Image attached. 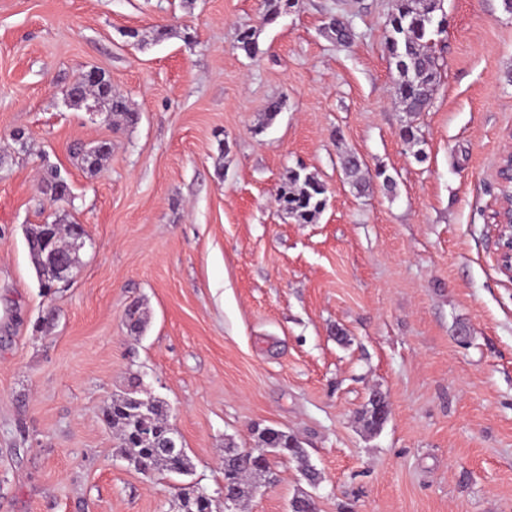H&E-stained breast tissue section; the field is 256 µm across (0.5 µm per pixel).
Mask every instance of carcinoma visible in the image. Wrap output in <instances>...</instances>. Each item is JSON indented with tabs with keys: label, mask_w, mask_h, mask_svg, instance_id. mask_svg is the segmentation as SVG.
Wrapping results in <instances>:
<instances>
[{
	"label": "carcinoma",
	"mask_w": 512,
	"mask_h": 512,
	"mask_svg": "<svg viewBox=\"0 0 512 512\" xmlns=\"http://www.w3.org/2000/svg\"><path fill=\"white\" fill-rule=\"evenodd\" d=\"M292 0H264L265 19L273 21L288 11ZM442 0H394V5L385 18L384 30L388 49L398 73L396 94L403 110L410 117L426 111L430 106L440 79V65L435 50L434 36L443 32ZM328 29L336 42L350 44L355 33L348 25L333 18ZM236 48L251 57L258 50L257 32L244 28L237 36ZM109 80L102 77L95 82L74 81L67 90L70 105L82 106V100L90 96L107 106L108 111L122 117L126 124L137 123L139 114L130 111L124 100L108 89ZM111 153V145L102 142L95 149L85 153L83 163L90 169L101 164ZM343 173L347 182L359 194L368 188L363 163L355 154H349L343 162ZM44 190L57 200L67 194V186L61 181L57 171L50 169L44 178ZM278 203L282 210L297 220L310 223L323 210L326 204L325 187L312 175L300 170H291L288 186L280 190ZM83 229L78 224L67 225L66 240H52L51 246L59 247V252L75 265H80L79 253L71 249V242ZM27 248L38 269L47 251L43 243V228L37 225L28 231ZM125 323L130 333L139 334L145 319L140 307L133 305L125 314ZM160 400H155L150 411L151 418L143 416V410L131 404L128 397L112 400L103 410L105 422L119 436L121 448L126 455L140 461L139 473L145 476L155 474L183 475L192 470L193 464L187 454L171 456L154 447L150 440L140 437L143 426L149 424L159 433L168 431L169 423L160 414ZM292 436L276 428H268V437L263 440L264 448L252 460H228L224 463V488L236 492L237 502L241 503L252 495V488L262 477H272L267 455L297 457L296 449L289 447ZM181 512H212V499L208 494L194 490L181 498Z\"/></svg>",
	"instance_id": "1"
}]
</instances>
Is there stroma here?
Segmentation results:
<instances>
[{
  "label": "stroma",
  "mask_w": 512,
  "mask_h": 512,
  "mask_svg": "<svg viewBox=\"0 0 512 512\" xmlns=\"http://www.w3.org/2000/svg\"><path fill=\"white\" fill-rule=\"evenodd\" d=\"M392 5L293 0L269 23L263 0H0V512H177L189 482L213 512H288L301 491L319 512H512V280L492 225L512 13L444 0L441 81L411 119ZM244 27L252 57L235 48ZM91 68L137 124L69 105ZM99 141V168L74 158ZM51 167L64 200L41 189ZM298 167L326 188L310 224L276 201ZM44 222L86 235L48 293L25 240ZM135 378L167 404L191 475L127 467L102 411ZM374 392L377 431L360 416ZM265 427L305 458H271V487L226 510L224 448H260ZM343 173L347 182L359 194L364 193L368 188L365 174L363 173V163L355 154H349L343 162Z\"/></svg>",
  "instance_id": "obj_1"
}]
</instances>
